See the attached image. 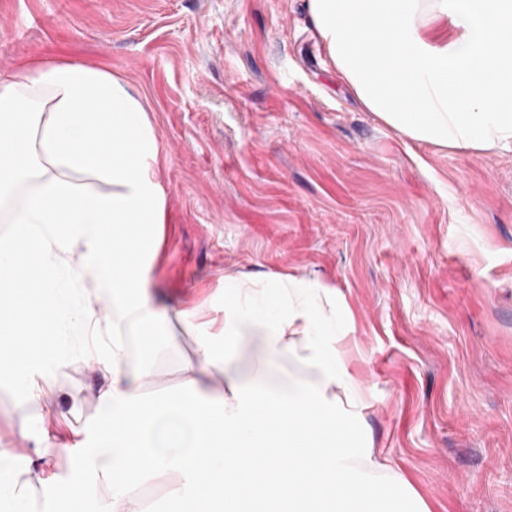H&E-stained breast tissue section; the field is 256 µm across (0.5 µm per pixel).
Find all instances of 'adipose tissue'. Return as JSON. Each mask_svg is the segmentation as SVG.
<instances>
[{
  "mask_svg": "<svg viewBox=\"0 0 512 512\" xmlns=\"http://www.w3.org/2000/svg\"><path fill=\"white\" fill-rule=\"evenodd\" d=\"M324 55L366 109L407 139L466 152L512 151V0H308ZM155 130L131 84L77 61H26L0 77V370L42 404L49 366L78 349L109 382L70 495L104 484L102 512H146L147 481L179 476L164 512H430L363 429L367 399L349 368L351 315L320 279L228 271L219 334L154 297L165 195ZM111 185L94 188L93 180ZM81 266H73L72 255ZM112 303L100 320L96 306ZM37 319L41 330L16 327ZM200 338L177 391L149 401L155 345L129 361L122 331L172 319ZM257 345L248 365L238 355ZM303 374L271 388L268 366ZM224 377L217 392L202 373ZM0 448V512H32Z\"/></svg>",
  "mask_w": 512,
  "mask_h": 512,
  "instance_id": "adipose-tissue-1",
  "label": "adipose tissue"
}]
</instances>
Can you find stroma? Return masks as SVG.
Masks as SVG:
<instances>
[{
	"label": "stroma",
	"mask_w": 512,
	"mask_h": 512,
	"mask_svg": "<svg viewBox=\"0 0 512 512\" xmlns=\"http://www.w3.org/2000/svg\"><path fill=\"white\" fill-rule=\"evenodd\" d=\"M306 0H0V75L104 65L140 92L160 147L159 303L220 329L225 271L319 277L349 309L376 451L431 512H512V153L408 140L320 50ZM198 338L172 321L141 391H176ZM104 377L77 356L34 408L0 374V448L49 512L78 474Z\"/></svg>",
	"instance_id": "35a3bbf8"
}]
</instances>
